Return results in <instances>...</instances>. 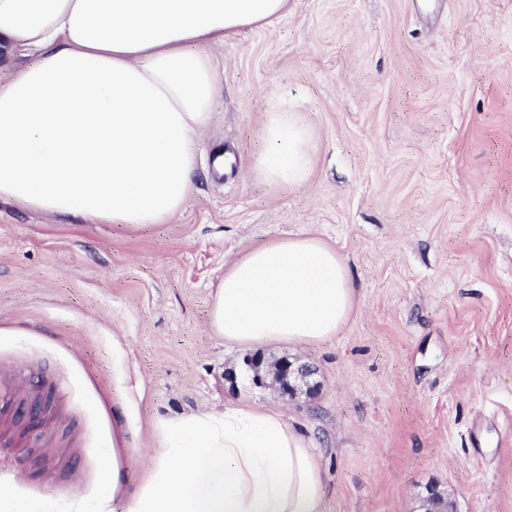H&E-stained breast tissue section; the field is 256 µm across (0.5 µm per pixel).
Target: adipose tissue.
<instances>
[{"instance_id": "obj_1", "label": "adipose tissue", "mask_w": 512, "mask_h": 512, "mask_svg": "<svg viewBox=\"0 0 512 512\" xmlns=\"http://www.w3.org/2000/svg\"><path fill=\"white\" fill-rule=\"evenodd\" d=\"M289 0H0V55L33 62L0 86V199L71 222L161 224L184 205L194 135L220 77L207 50L272 26ZM312 129L267 112L253 171L308 180ZM355 305L342 255L313 236L251 247L216 286L210 326L225 341L317 346ZM163 451L127 512H325L321 460L273 406L158 420Z\"/></svg>"}]
</instances>
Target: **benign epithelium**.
Here are the masks:
<instances>
[{
	"instance_id": "obj_1",
	"label": "benign epithelium",
	"mask_w": 512,
	"mask_h": 512,
	"mask_svg": "<svg viewBox=\"0 0 512 512\" xmlns=\"http://www.w3.org/2000/svg\"><path fill=\"white\" fill-rule=\"evenodd\" d=\"M244 364L252 373L255 385L270 388L281 398L293 399L302 392L311 394L317 389V385L311 381L313 369L287 357L269 359L258 353L247 357ZM422 512H456V506L437 487L432 486L424 500Z\"/></svg>"
}]
</instances>
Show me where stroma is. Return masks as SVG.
Listing matches in <instances>:
<instances>
[{
	"mask_svg": "<svg viewBox=\"0 0 512 512\" xmlns=\"http://www.w3.org/2000/svg\"><path fill=\"white\" fill-rule=\"evenodd\" d=\"M208 51L220 89L165 223L0 200V367L51 399L38 430L0 420L14 486L127 512L158 419L240 400L310 437L326 512H420L431 485L457 512H512V0H290ZM275 106L315 132L299 186L253 172ZM306 235L342 254L356 302L322 345H258L317 368L287 402L225 380L248 351L208 320L233 260Z\"/></svg>",
	"mask_w": 512,
	"mask_h": 512,
	"instance_id": "stroma-1",
	"label": "stroma"
}]
</instances>
